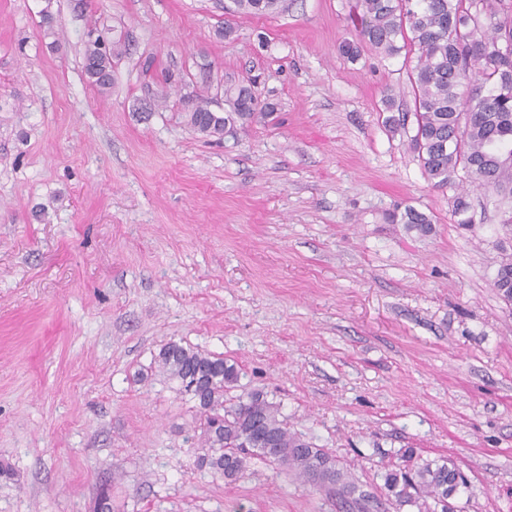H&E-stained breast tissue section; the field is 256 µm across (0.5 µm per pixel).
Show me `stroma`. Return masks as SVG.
Returning a JSON list of instances; mask_svg holds the SVG:
<instances>
[{"instance_id":"1","label":"stroma","mask_w":512,"mask_h":512,"mask_svg":"<svg viewBox=\"0 0 512 512\" xmlns=\"http://www.w3.org/2000/svg\"><path fill=\"white\" fill-rule=\"evenodd\" d=\"M356 3L0 0V512H97L106 485L114 512H336L263 460L229 484L198 465L172 341L236 364L372 512H396L381 475L407 448L464 475L454 512H512V202L471 192L457 224L409 147L415 55L340 51ZM93 24L130 44L104 94ZM238 85L274 122L190 127L187 95L220 112ZM282 0H233L238 13L273 15L279 12ZM512 255L505 254L503 257L497 273L494 278L495 288L502 299L511 304L512 303ZM506 285H510L509 288L504 289Z\"/></svg>"}]
</instances>
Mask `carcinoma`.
Here are the masks:
<instances>
[{
    "label": "carcinoma",
    "mask_w": 512,
    "mask_h": 512,
    "mask_svg": "<svg viewBox=\"0 0 512 512\" xmlns=\"http://www.w3.org/2000/svg\"><path fill=\"white\" fill-rule=\"evenodd\" d=\"M282 0H233L238 13L273 15ZM357 41L346 42L348 58L370 47L395 56L405 49L416 54L409 80L414 92L415 134L410 147L421 168L437 188H456L454 175L468 168L470 183L489 187L512 198V59L498 46L512 40V4L506 0H358L352 19ZM127 53L122 39L84 42V69L100 92L112 87L114 63ZM229 113H210L207 90L188 96V122L207 137L222 138L243 122H264L273 110L262 105L247 88L224 91ZM468 195L454 196L457 223H472ZM425 231L431 221L415 210L392 215L391 221ZM502 299L512 303V255L503 257L494 278ZM159 368L192 395L200 413L201 448L198 462L214 476L231 483L242 477L251 459L277 466L280 473L336 499L337 512H367L369 495L360 491L334 456L290 432L276 404L259 391L227 407L224 392L236 387L240 371L222 357L187 348L177 342L164 345ZM464 485L460 472L444 461L427 462L411 474L390 469L383 489L398 508L418 512H454L449 503ZM432 502H427V499Z\"/></svg>",
    "instance_id": "carcinoma-1"
}]
</instances>
